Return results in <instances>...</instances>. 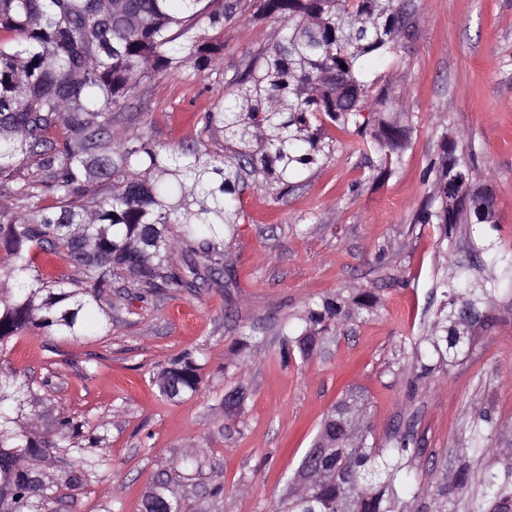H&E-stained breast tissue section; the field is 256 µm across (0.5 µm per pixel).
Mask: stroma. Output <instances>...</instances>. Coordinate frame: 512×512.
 Wrapping results in <instances>:
<instances>
[{
	"mask_svg": "<svg viewBox=\"0 0 512 512\" xmlns=\"http://www.w3.org/2000/svg\"><path fill=\"white\" fill-rule=\"evenodd\" d=\"M419 21L380 83L404 98L410 146L391 176H379L352 133L281 198L254 187L242 196L245 220L225 239L232 283L162 290L147 298L117 280L102 301L112 317L99 335L74 339L25 330L0 363L20 370L35 399L24 423L44 449L35 466L49 482L51 512H143L158 481L187 512H270L286 491L325 417L350 395L369 402L377 447L395 425L411 426L422 453L412 468L422 486L453 471L476 410L497 427L498 465L512 464V289L503 288L469 350L418 378L415 356L455 271L473 269L471 227L441 240L412 215L428 187L422 174L442 135L473 143L479 187L494 198L493 237L512 253V0H412ZM270 22L233 21L219 32L224 64H240L265 40ZM223 76L187 69L157 76L125 109L120 127L177 145L192 139ZM370 291L338 334L318 339L308 358H281L280 332L308 303ZM251 346L239 350L241 336ZM192 353L202 387L160 396L166 362ZM243 388L240 410L224 395ZM81 424L107 460L78 487L66 484L73 456L58 447L60 415ZM200 456L199 468L184 462ZM223 494H213L215 481Z\"/></svg>",
	"mask_w": 512,
	"mask_h": 512,
	"instance_id": "obj_1",
	"label": "stroma"
}]
</instances>
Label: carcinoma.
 <instances>
[{"instance_id":"obj_1","label":"carcinoma","mask_w":512,"mask_h":512,"mask_svg":"<svg viewBox=\"0 0 512 512\" xmlns=\"http://www.w3.org/2000/svg\"><path fill=\"white\" fill-rule=\"evenodd\" d=\"M281 22L229 77L214 107L196 119V135L170 147L115 129L117 113L161 73L223 67V45L210 32L232 21ZM418 17L407 0H0V186L17 201L51 196L24 213L0 201V250L11 263L0 274V352L25 328L64 336H89L93 310L112 281L127 272L144 293L195 288L224 268V237L244 219L243 193L269 185L279 198L335 149L328 127L359 136L378 159L379 175L392 173L409 146L410 127L400 121L402 102L367 79L369 65L398 52L406 20ZM224 135V154L207 142ZM462 137H443L424 181L431 193L413 216L435 224L441 239L465 220L475 226L473 264L481 279L465 274L442 282L444 302L427 336L438 359L466 353L461 318L470 331L488 320L501 284H512V254H501L487 228L494 227L493 199L473 188ZM37 159L34 180L9 185L15 165ZM185 245L174 263L177 244ZM64 254L85 278L58 281L36 266L37 253ZM370 294L324 297L307 306L302 324L283 333L286 354L306 356L314 338L343 324L351 307ZM190 354L168 362L159 377L166 398L200 388ZM31 401L28 383L0 370V501L9 512H42L47 487L25 463L41 445L22 422ZM493 420L476 412L470 446L451 475L427 490L432 512H449L472 480L470 455L491 457ZM60 441L76 454L68 485L99 471L106 459L75 443L79 426L62 415ZM369 430L329 449L325 478L301 491L295 480L272 512H400V495L415 490L409 468L420 449L410 436L391 437L378 448ZM480 497L468 512H483L488 499L512 493V466L488 467ZM184 512L159 483L145 503Z\"/></svg>"}]
</instances>
